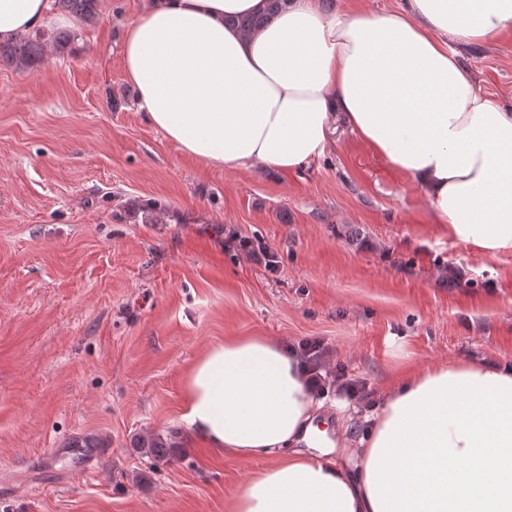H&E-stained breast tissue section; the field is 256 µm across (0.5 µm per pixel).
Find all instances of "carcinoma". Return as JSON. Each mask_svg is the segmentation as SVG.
<instances>
[{
  "label": "carcinoma",
  "instance_id": "carcinoma-1",
  "mask_svg": "<svg viewBox=\"0 0 512 512\" xmlns=\"http://www.w3.org/2000/svg\"><path fill=\"white\" fill-rule=\"evenodd\" d=\"M58 7L74 14L87 23L98 17L99 0H55ZM267 11L259 16L241 15L231 19L239 29L249 32L259 28L276 16L288 0H267ZM75 34L68 30H58L50 37L41 33L23 34L11 42L0 43V64H5L18 71L34 73L44 65L47 54L63 57L72 51ZM124 212L132 219L144 215L148 222L155 224L164 221L166 210L154 202L130 200L124 204ZM176 432L166 436H148L136 439V448L142 456L150 460V465L158 466L168 462V449L174 447Z\"/></svg>",
  "mask_w": 512,
  "mask_h": 512
}]
</instances>
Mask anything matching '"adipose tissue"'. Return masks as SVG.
<instances>
[{
	"label": "adipose tissue",
	"instance_id": "adipose-tissue-1",
	"mask_svg": "<svg viewBox=\"0 0 512 512\" xmlns=\"http://www.w3.org/2000/svg\"><path fill=\"white\" fill-rule=\"evenodd\" d=\"M265 0H148L122 59L146 121L209 166L294 172L336 119L423 193L432 223L512 254V105L480 92L459 50L512 33V0H404L382 14L288 0L246 34L227 18ZM53 0H0V42L68 24ZM188 430L273 463L234 512H512V366L451 362L389 393L355 472L302 452L320 401L270 337L211 346L185 378Z\"/></svg>",
	"mask_w": 512,
	"mask_h": 512
}]
</instances>
